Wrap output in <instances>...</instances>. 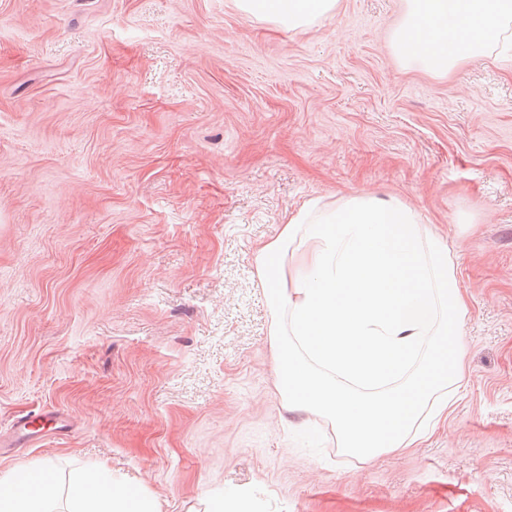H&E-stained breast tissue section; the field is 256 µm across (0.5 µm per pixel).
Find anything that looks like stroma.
Segmentation results:
<instances>
[{"mask_svg": "<svg viewBox=\"0 0 512 512\" xmlns=\"http://www.w3.org/2000/svg\"><path fill=\"white\" fill-rule=\"evenodd\" d=\"M402 0H0V478L105 460L160 512H512V50L401 62ZM397 197L452 255L465 390L362 462L273 393L254 252ZM66 429L13 443L16 417ZM237 8L249 17L270 20L289 31H301L319 19L332 16L339 0H236Z\"/></svg>", "mask_w": 512, "mask_h": 512, "instance_id": "obj_1", "label": "stroma"}]
</instances>
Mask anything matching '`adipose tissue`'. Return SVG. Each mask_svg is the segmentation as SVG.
<instances>
[{
    "mask_svg": "<svg viewBox=\"0 0 512 512\" xmlns=\"http://www.w3.org/2000/svg\"><path fill=\"white\" fill-rule=\"evenodd\" d=\"M241 13L301 31L332 16L339 0H236ZM512 32V0H405L404 20L393 36L397 57L447 73L483 54ZM53 462L0 479V512H54ZM66 512H159L154 499L116 479L106 462L77 473Z\"/></svg>",
    "mask_w": 512,
    "mask_h": 512,
    "instance_id": "obj_1",
    "label": "adipose tissue"
}]
</instances>
